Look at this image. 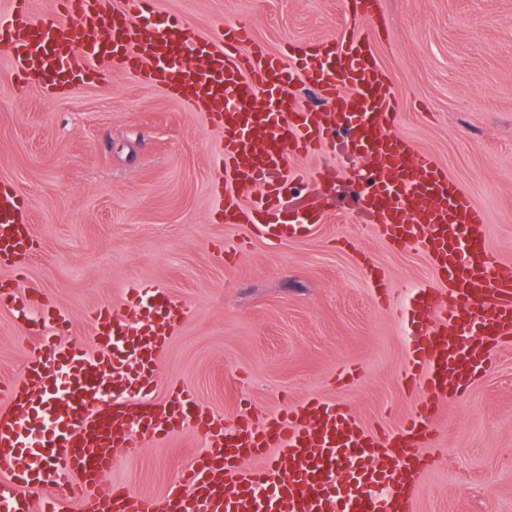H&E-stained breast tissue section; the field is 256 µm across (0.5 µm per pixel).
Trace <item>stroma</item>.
Wrapping results in <instances>:
<instances>
[{"mask_svg": "<svg viewBox=\"0 0 512 512\" xmlns=\"http://www.w3.org/2000/svg\"><path fill=\"white\" fill-rule=\"evenodd\" d=\"M375 2L396 133L482 209L491 254L512 267V0ZM171 16L200 39L249 24L273 53L336 36L345 22L341 0H157L153 20ZM218 138L203 113L120 68L50 97L19 87L0 50V181L27 197L35 241L22 271L0 266V282L18 281L35 303L51 294L77 340L91 336L86 312L120 309L129 283L184 303L151 400L185 386L228 422L243 407L262 420L319 397L346 402L366 428L395 426L414 407L400 379L411 335L378 305L360 255L372 254L404 302L432 282L428 260L390 249L341 203L309 233L278 242L218 222ZM225 240L244 251L219 254ZM28 322L0 309V383L20 378ZM344 367L354 379L333 382ZM437 434L413 512H512V346L494 348L488 371L440 404ZM201 446L176 433L117 458L109 478L161 494Z\"/></svg>", "mask_w": 512, "mask_h": 512, "instance_id": "35a3bbf8", "label": "stroma"}]
</instances>
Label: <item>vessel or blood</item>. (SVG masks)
<instances>
[{"label":"vessel or blood","instance_id":"b4317fda","mask_svg":"<svg viewBox=\"0 0 512 512\" xmlns=\"http://www.w3.org/2000/svg\"><path fill=\"white\" fill-rule=\"evenodd\" d=\"M375 0H344L346 26L336 37L288 45L274 54L241 23L217 41L189 36L179 18L162 27L135 19L154 0H58L40 18L33 0H8L0 18L12 76L46 93L105 78L118 67L182 97L201 112L221 140L213 184L228 224L281 240L319 223L275 224L269 211L304 178L288 168L293 155L332 152L312 189L345 183L358 223L392 249L415 247L428 257L435 281L416 289L406 320L413 330L401 371L416 399L397 427L375 434L344 404L310 399L255 425L238 412L230 425L202 410L188 388L163 404L127 398L130 385L149 383L158 357L185 309L155 286L130 285L120 313L99 308L88 319L92 346L65 340L68 315L54 302L39 307L28 332L30 357L20 380L6 387L0 412V512H31L25 489L54 486L40 512H412L424 449L436 432L439 403L464 392L489 367L492 348L512 342V271L487 255L483 211L428 154L392 134L398 100L377 66L371 43L356 25L372 20ZM315 83L330 109L312 112L288 90L296 76ZM259 184L261 194L240 205L235 191ZM26 196L0 183V265L32 245ZM383 305L395 291L372 268ZM191 430L203 441L160 497L112 483L115 457L139 453L144 439ZM258 466L239 471L243 456ZM78 479L57 488L45 461Z\"/></svg>","mask_w":512,"mask_h":512}]
</instances>
